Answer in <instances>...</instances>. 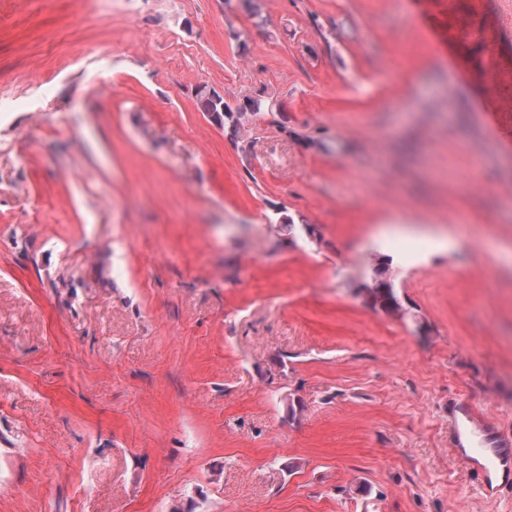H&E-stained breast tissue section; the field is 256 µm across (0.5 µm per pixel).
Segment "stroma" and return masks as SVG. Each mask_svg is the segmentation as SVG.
<instances>
[{"label": "stroma", "mask_w": 512, "mask_h": 512, "mask_svg": "<svg viewBox=\"0 0 512 512\" xmlns=\"http://www.w3.org/2000/svg\"><path fill=\"white\" fill-rule=\"evenodd\" d=\"M255 3L0 0V512H512L448 451L512 431V0ZM197 107L208 120L224 129V133L240 149L242 157L248 160L255 151L258 143L256 129L259 120H265L268 125L276 126L281 131H287L286 126L279 121L281 114V103L271 94L264 91L244 92L235 98L236 101H247L257 103L256 110L246 108L236 109L232 106L231 100L224 95L200 85L194 90ZM368 266L370 269V275L369 278L362 282V284L360 285V293L363 296L365 302L371 307H379L381 309L387 310L380 306L378 299L376 297L377 290L375 289L379 288L381 273L385 268L384 258L378 254H374L371 260L368 262Z\"/></svg>", "instance_id": "stroma-1"}]
</instances>
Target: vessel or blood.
<instances>
[{"mask_svg":"<svg viewBox=\"0 0 512 512\" xmlns=\"http://www.w3.org/2000/svg\"><path fill=\"white\" fill-rule=\"evenodd\" d=\"M448 446L486 499L512 489V433L460 397L448 400Z\"/></svg>","mask_w":512,"mask_h":512,"instance_id":"vessel-or-blood-1","label":"vessel or blood"}]
</instances>
